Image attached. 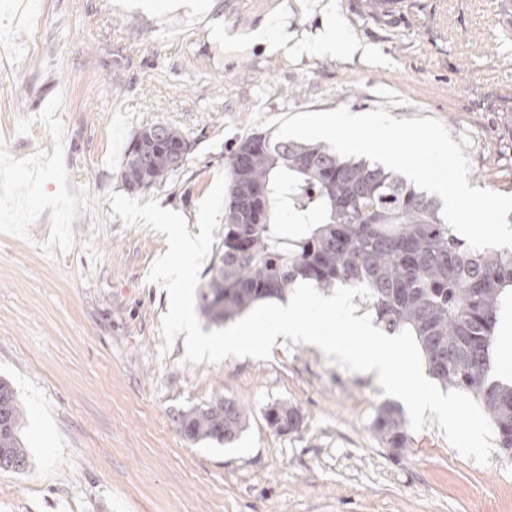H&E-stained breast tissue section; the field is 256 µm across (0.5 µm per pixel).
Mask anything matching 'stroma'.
<instances>
[{"label": "stroma", "instance_id": "1", "mask_svg": "<svg viewBox=\"0 0 512 512\" xmlns=\"http://www.w3.org/2000/svg\"><path fill=\"white\" fill-rule=\"evenodd\" d=\"M0 0V378L25 413L30 458L0 469V512H512V452L480 466L437 424L394 456L372 430L388 398L373 376L316 346L183 363L162 353L168 293L147 282L164 235L125 227L109 194L134 134L152 124L193 143L165 184L139 192L191 235L227 152L264 117L377 107L432 117L470 162L471 186L512 195V39L499 0H38L14 20ZM369 57L280 51L321 26L324 5ZM267 88L258 100L259 88ZM243 404L234 444L193 442L179 414ZM299 431L274 433L271 405Z\"/></svg>", "mask_w": 512, "mask_h": 512}]
</instances>
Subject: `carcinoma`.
Returning a JSON list of instances; mask_svg holds the SVG:
<instances>
[{
  "mask_svg": "<svg viewBox=\"0 0 512 512\" xmlns=\"http://www.w3.org/2000/svg\"><path fill=\"white\" fill-rule=\"evenodd\" d=\"M143 131L129 144L123 172L147 169L128 189L159 187L178 170L141 153ZM222 247L206 273L200 310L222 325L258 301L280 298L294 283L319 288L364 286L385 331L408 329L429 373L476 397L500 447L512 451V386L489 379L490 351L505 291L512 288V251L472 250L442 217L441 205L404 178L363 159L345 158L323 143L240 139L227 157ZM279 212L296 233L281 234ZM24 410L0 379V468L25 470L20 436ZM246 423L242 404L226 399L182 420L192 440L226 445ZM372 429L393 455L407 448L401 410L380 406Z\"/></svg>",
  "mask_w": 512,
  "mask_h": 512,
  "instance_id": "carcinoma-1",
  "label": "carcinoma"
}]
</instances>
